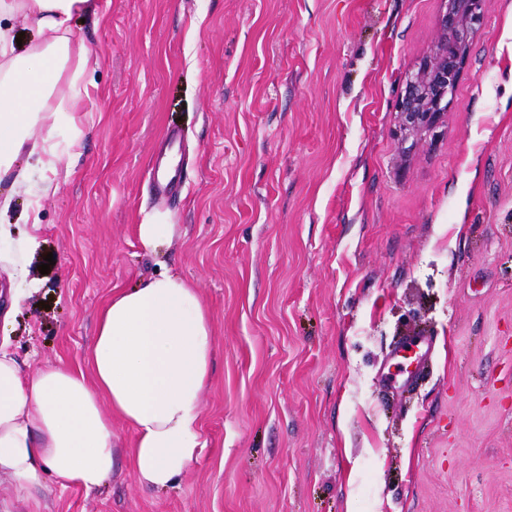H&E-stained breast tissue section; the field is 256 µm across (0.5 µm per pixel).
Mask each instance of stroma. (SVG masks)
<instances>
[{"label": "stroma", "mask_w": 512, "mask_h": 512, "mask_svg": "<svg viewBox=\"0 0 512 512\" xmlns=\"http://www.w3.org/2000/svg\"><path fill=\"white\" fill-rule=\"evenodd\" d=\"M444 0H97L89 95L35 238L0 269V338L82 363L112 289L167 272L215 328L208 441L180 482L127 466L8 512H512V0H485L434 132L405 76ZM177 131L180 196L154 192ZM157 215L172 239L144 249ZM55 263L39 266L46 255ZM175 232V225L166 224L165 221L146 217L141 224H137V237L145 249L153 248L159 241L171 238Z\"/></svg>", "instance_id": "35a3bbf8"}]
</instances>
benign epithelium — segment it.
Instances as JSON below:
<instances>
[{
    "label": "benign epithelium",
    "mask_w": 512,
    "mask_h": 512,
    "mask_svg": "<svg viewBox=\"0 0 512 512\" xmlns=\"http://www.w3.org/2000/svg\"><path fill=\"white\" fill-rule=\"evenodd\" d=\"M483 0H446L439 16L442 37L423 69L408 76L397 103L401 130L408 138L433 130L453 96L461 66L469 50L472 30L481 23Z\"/></svg>",
    "instance_id": "obj_1"
}]
</instances>
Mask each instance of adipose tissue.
Masks as SVG:
<instances>
[{
	"label": "adipose tissue",
	"mask_w": 512,
	"mask_h": 512,
	"mask_svg": "<svg viewBox=\"0 0 512 512\" xmlns=\"http://www.w3.org/2000/svg\"><path fill=\"white\" fill-rule=\"evenodd\" d=\"M95 8L94 0H0V176L13 174L15 188L30 187V169L16 165L21 153L41 171L58 168L52 140L73 127L88 94L89 49L70 22ZM215 345L197 288L167 274L112 291L83 364L61 359L27 372L0 341V477L31 497L48 473L59 490L89 494L123 459L139 485L176 486L207 446L201 396ZM116 418L134 434L129 448L116 446Z\"/></svg>",
	"instance_id": "ef3b65f1"
}]
</instances>
